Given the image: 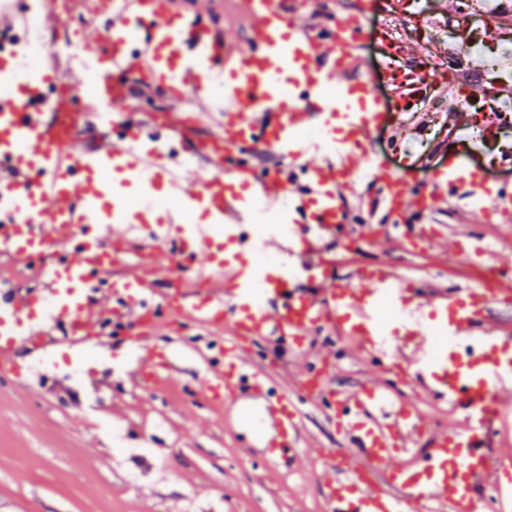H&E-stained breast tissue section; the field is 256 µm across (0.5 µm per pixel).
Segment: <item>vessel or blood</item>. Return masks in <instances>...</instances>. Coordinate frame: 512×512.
<instances>
[{
  "mask_svg": "<svg viewBox=\"0 0 512 512\" xmlns=\"http://www.w3.org/2000/svg\"><path fill=\"white\" fill-rule=\"evenodd\" d=\"M235 2L251 26L248 49L232 53L203 12L173 11L168 0H124L118 10L112 0H88L109 21L103 32L78 33L75 49L94 60L95 72L48 68L22 93L0 97V194L13 202L0 211V254L15 265H38L44 284L0 301V382L19 383L16 338L35 318L43 322L40 339L56 329L72 343L126 336L129 348L143 352L141 379L150 382L169 365L155 362L146 323L156 305L188 309L222 335L202 357V391L214 405L246 391L264 398L257 426L275 428L268 439L274 464L289 467L299 456L305 401L323 405L331 426L358 448L355 457L321 451L328 512H512V469L500 464L492 441L495 431L512 429V336L490 317L496 300L512 296V272L497 267L490 279L425 296L388 265L358 267L353 283L344 284L322 259L324 239L355 224L344 193L372 175L381 177L383 207L395 224L446 199L484 223L512 224V189L491 186L463 158L449 159L418 185L407 171H384L370 145L385 114L370 75H357L354 54L361 15L380 9V0H361L359 16L330 28L304 22L319 0ZM26 10L25 0H0V26L22 32ZM39 21L64 28L59 0H41ZM131 73L151 75L172 100L194 99L196 125L209 127L192 146L203 166L183 169L178 147L187 126L180 116L147 131L134 119ZM217 78L224 109L207 113ZM105 112L120 119L122 133L83 146L79 128ZM146 132L164 149L132 151L131 140ZM259 148L279 165L251 163ZM113 171L136 182L168 176L173 206L166 219H158L150 198L130 214L118 201L104 212L99 202L114 193ZM259 206L277 221L256 241L244 227ZM188 210L207 214L209 223H183ZM134 239L153 252L167 249L179 270L210 291L189 302L156 297L162 265L153 252L138 256L133 274L108 282L118 243ZM223 239L251 253L250 263L217 260ZM402 241L416 249L437 239L426 225L411 224ZM322 330L348 337L376 363L378 378L344 395L326 388L320 362L301 370L289 393L253 369L250 343L273 337L296 354ZM395 372L431 378L462 416L413 469L396 458L412 445L419 423L380 380Z\"/></svg>",
  "mask_w": 512,
  "mask_h": 512,
  "instance_id": "vessel-or-blood-1",
  "label": "vessel or blood"
}]
</instances>
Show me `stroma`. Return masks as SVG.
<instances>
[{
	"label": "stroma",
	"mask_w": 512,
	"mask_h": 512,
	"mask_svg": "<svg viewBox=\"0 0 512 512\" xmlns=\"http://www.w3.org/2000/svg\"><path fill=\"white\" fill-rule=\"evenodd\" d=\"M207 9L210 25L223 31L229 47L246 48L247 18L226 0H209ZM389 10L406 21L402 40L387 44L386 12L379 11L365 20L359 50L360 69L376 74L374 91L385 111L373 137L380 161L390 170H408L420 183L448 159L464 158L484 166L491 183L512 186V167L488 166L465 143L464 131L449 130L443 88L452 79L472 89L474 111L504 107V100H489L495 84L483 64L488 50L501 52L504 77L512 81V9L468 26L449 15L445 0H392ZM452 38L460 45L453 55L448 52ZM437 60L444 63L437 77L419 80L421 70ZM345 204L364 219L375 240L348 249L339 233L326 242L341 281H350L354 268L369 261L390 265L424 294L466 280V261L455 251L378 245V238L395 231L383 219L377 186H363ZM431 221L439 236L451 240L468 233L496 241L495 264L512 267V228L445 204ZM154 336L157 344L175 348L188 337L202 349L212 340L182 315L161 319ZM95 349L97 358L79 364L78 344L65 349L51 344L34 352L19 345L17 361L28 377L21 384H0V512H325L319 451L345 449L349 443L318 407H302L306 445L298 465L276 467L269 464L262 439L238 419L240 408L261 409V398L244 397L234 408L212 407L194 390L201 367L195 357L177 359L157 386L148 387L137 377L138 356L122 337L101 338ZM253 349L256 368L287 391L300 366L327 353L332 356L329 389L348 392L377 374L355 347L316 332L299 354L271 338L255 342ZM387 381L423 426L415 447L397 458L405 464L431 447L434 433L456 427L460 418L420 381L394 374ZM160 446L165 455H157Z\"/></svg>",
	"instance_id": "obj_1"
}]
</instances>
